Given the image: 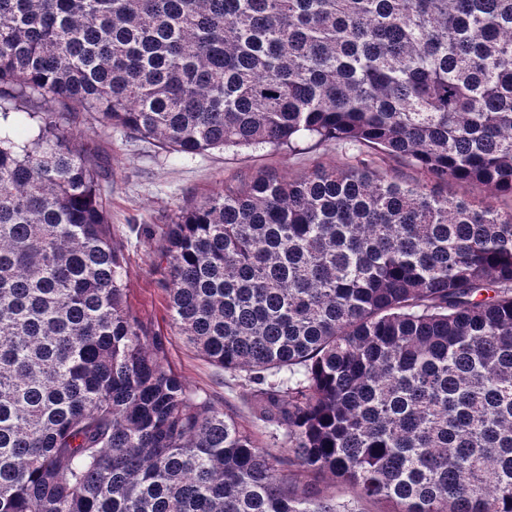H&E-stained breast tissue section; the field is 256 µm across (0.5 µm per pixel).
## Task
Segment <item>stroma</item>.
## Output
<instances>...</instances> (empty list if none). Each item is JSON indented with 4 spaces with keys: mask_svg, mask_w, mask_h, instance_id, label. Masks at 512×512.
<instances>
[{
    "mask_svg": "<svg viewBox=\"0 0 512 512\" xmlns=\"http://www.w3.org/2000/svg\"><path fill=\"white\" fill-rule=\"evenodd\" d=\"M76 129L103 169L100 182L109 194L110 222L127 267L128 301L148 326L168 331L165 293L153 270L162 230L178 206L198 200L222 183L265 173L295 177L317 166L344 167L353 152L330 144L290 152L270 149L208 150L173 159L154 142L120 128L100 130L83 122ZM171 367L189 385L217 401L240 404L237 379L199 356L179 337L168 352Z\"/></svg>",
    "mask_w": 512,
    "mask_h": 512,
    "instance_id": "1",
    "label": "stroma"
}]
</instances>
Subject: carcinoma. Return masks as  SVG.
<instances>
[{"instance_id": "obj_1", "label": "carcinoma", "mask_w": 512, "mask_h": 512, "mask_svg": "<svg viewBox=\"0 0 512 512\" xmlns=\"http://www.w3.org/2000/svg\"><path fill=\"white\" fill-rule=\"evenodd\" d=\"M82 115L357 149L162 231L171 329L253 425L128 306ZM450 181L512 198V0H0V512H512V209ZM168 362L191 387L207 390L224 404V400L238 406L247 420L248 410L241 402L242 388L238 380L224 369L218 368L199 356L194 349L186 346L178 336H170Z\"/></svg>"}]
</instances>
